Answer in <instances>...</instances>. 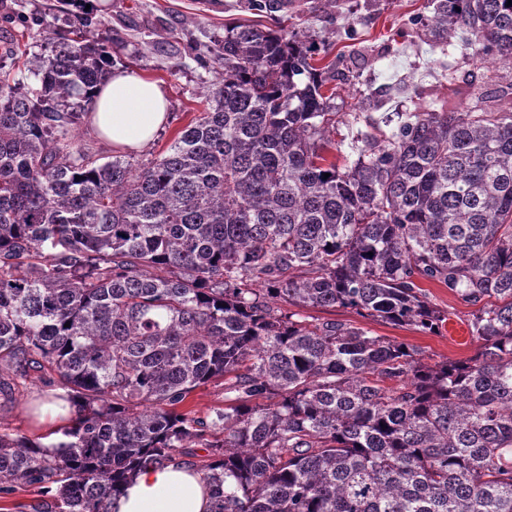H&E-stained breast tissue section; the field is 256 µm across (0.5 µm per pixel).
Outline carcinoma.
Instances as JSON below:
<instances>
[{"mask_svg": "<svg viewBox=\"0 0 512 512\" xmlns=\"http://www.w3.org/2000/svg\"><path fill=\"white\" fill-rule=\"evenodd\" d=\"M431 48L512 66L508 0H429ZM85 12L0 79V393L37 378L76 417L0 432L15 512H110L137 471L210 453L212 512H512V105L407 112L329 159L336 68L298 32L234 27L205 108L158 157L74 141L116 61ZM329 177H324V174ZM473 307L467 360L428 361L342 307L422 333ZM224 380L205 418L190 395Z\"/></svg>", "mask_w": 512, "mask_h": 512, "instance_id": "obj_1", "label": "carcinoma"}]
</instances>
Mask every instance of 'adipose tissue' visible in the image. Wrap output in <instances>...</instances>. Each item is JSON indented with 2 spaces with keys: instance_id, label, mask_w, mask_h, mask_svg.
<instances>
[{
  "instance_id": "obj_1",
  "label": "adipose tissue",
  "mask_w": 512,
  "mask_h": 512,
  "mask_svg": "<svg viewBox=\"0 0 512 512\" xmlns=\"http://www.w3.org/2000/svg\"><path fill=\"white\" fill-rule=\"evenodd\" d=\"M167 117V97L156 82L116 70L96 93L93 126L114 147L136 150ZM111 512H211L208 479L195 466L174 461L138 471L113 499Z\"/></svg>"
}]
</instances>
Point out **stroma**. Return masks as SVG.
<instances>
[{"label":"stroma","instance_id":"35a3bbf8","mask_svg":"<svg viewBox=\"0 0 512 512\" xmlns=\"http://www.w3.org/2000/svg\"><path fill=\"white\" fill-rule=\"evenodd\" d=\"M91 9L105 19L100 35L110 52L125 62L128 71L161 83L169 99L168 121L151 142L134 152L145 163L166 150L176 133L204 108L203 92L215 79L214 70L202 68L200 54L223 39L226 28L258 26L305 32L325 43L328 60L346 66L358 63L356 83L337 82L336 109L354 112L361 95L379 91L373 117L410 112L415 107L440 111L465 106L474 85L488 91L508 90L511 68L501 63L477 62L472 50L460 48L453 55L431 49L424 41L419 16L428 14L427 0H294L291 9L260 13L249 0H108ZM40 16L49 24L63 22L60 0H0V47L19 43L27 52H40L39 31H23V16ZM307 320L351 321L375 335L396 339L437 360H464L479 349L476 341L460 344L447 329L425 335L408 327L394 326L355 316L341 307L304 308ZM48 388L39 380L15 386L11 397L0 395V430L29 439L48 436L38 427L32 411L46 401Z\"/></svg>","mask_w":512,"mask_h":512}]
</instances>
